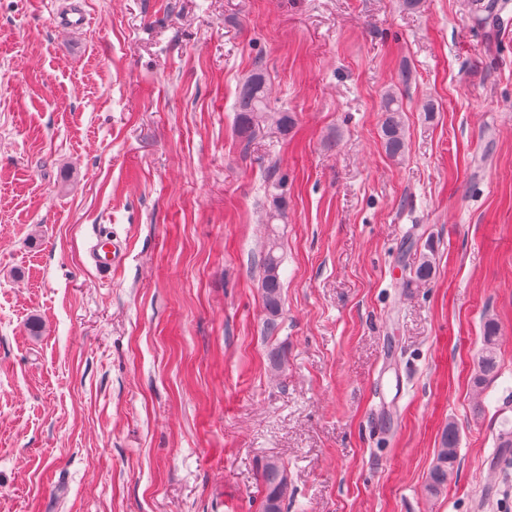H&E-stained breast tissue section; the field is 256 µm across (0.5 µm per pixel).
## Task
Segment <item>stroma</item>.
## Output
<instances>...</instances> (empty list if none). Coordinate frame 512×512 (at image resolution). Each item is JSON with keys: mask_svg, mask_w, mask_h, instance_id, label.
Returning a JSON list of instances; mask_svg holds the SVG:
<instances>
[{"mask_svg": "<svg viewBox=\"0 0 512 512\" xmlns=\"http://www.w3.org/2000/svg\"><path fill=\"white\" fill-rule=\"evenodd\" d=\"M503 2L490 28L468 0H0V512H260L271 455L288 512H512ZM72 6L86 27L59 24ZM258 66L295 125L246 143ZM403 69L396 161L381 100ZM102 231L123 252L107 274ZM278 248L274 238H269L264 251L258 259L260 268L259 288L266 312L265 330L267 333H272L276 330L278 326L277 321L282 310L283 287L279 274L281 260L280 256L276 254ZM497 333L498 329L495 322L487 321L484 327L483 346L478 354L477 372L474 378L476 389H481L486 378L497 370ZM458 434L453 423L443 432L441 446L438 448L435 464L430 472V490L438 492L448 482L458 459Z\"/></svg>", "mask_w": 512, "mask_h": 512, "instance_id": "1", "label": "stroma"}]
</instances>
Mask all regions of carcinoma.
<instances>
[{
  "mask_svg": "<svg viewBox=\"0 0 512 512\" xmlns=\"http://www.w3.org/2000/svg\"><path fill=\"white\" fill-rule=\"evenodd\" d=\"M496 0L477 4V19L484 25H493L497 21ZM383 120L380 125L381 138L388 155L400 159L407 149V139L403 107L393 89L387 91L382 105ZM294 123L288 112H272L269 110L266 91V77L261 68L257 67L243 81L238 92V106L235 116V131L244 141H251L264 126L274 124L282 131H288ZM275 240L268 239L258 265L260 268L259 288L263 307L266 312L265 330L272 333L278 326L282 310V282L279 268L280 256ZM498 329L494 321L489 320L484 327L483 346L478 354L477 372L474 386L482 388L486 378L496 372ZM458 434L454 424H448L443 432L441 446L438 448L435 464L430 472V490L439 491L448 482L458 459ZM259 480L263 484L266 495L262 501V512H284V504L288 498V471L280 460L269 457L261 465Z\"/></svg>",
  "mask_w": 512,
  "mask_h": 512,
  "instance_id": "carcinoma-1",
  "label": "carcinoma"
}]
</instances>
